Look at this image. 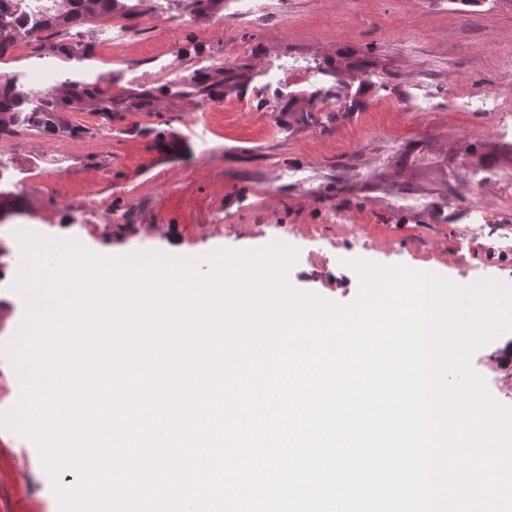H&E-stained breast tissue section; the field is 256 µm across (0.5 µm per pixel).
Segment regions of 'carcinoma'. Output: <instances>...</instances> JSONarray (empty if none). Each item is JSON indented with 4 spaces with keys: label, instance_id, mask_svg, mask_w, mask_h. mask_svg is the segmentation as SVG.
Wrapping results in <instances>:
<instances>
[{
    "label": "carcinoma",
    "instance_id": "cac0c4a2",
    "mask_svg": "<svg viewBox=\"0 0 512 512\" xmlns=\"http://www.w3.org/2000/svg\"><path fill=\"white\" fill-rule=\"evenodd\" d=\"M114 0H51L44 9L41 23L29 27L26 22L25 0H0V52L17 38H32L37 51L44 56L63 54L70 60H82L88 54L89 43L62 42L57 39L58 29L66 31L84 27L89 21L112 15ZM48 35L43 36L41 32ZM29 96L17 85H0V136L15 133L20 126L48 135L66 132L58 116L67 105L81 107L95 102L112 103V96L102 83H83L65 79L58 85L57 94L38 100L34 108L28 107Z\"/></svg>",
    "mask_w": 512,
    "mask_h": 512
}]
</instances>
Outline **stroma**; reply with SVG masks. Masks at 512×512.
Listing matches in <instances>:
<instances>
[{
	"label": "stroma",
	"instance_id": "stroma-1",
	"mask_svg": "<svg viewBox=\"0 0 512 512\" xmlns=\"http://www.w3.org/2000/svg\"><path fill=\"white\" fill-rule=\"evenodd\" d=\"M165 40L139 0L91 22L81 61L0 55L31 74L88 82L112 55L111 111L63 112L67 134L0 138V234L26 225L117 250L295 247L291 285L352 303L354 260L465 286L512 282L489 237L512 226V0H159ZM223 18L215 28L214 18ZM148 93L152 105L133 101ZM181 196L185 221L160 202ZM0 255V414L18 384L2 347L23 317ZM0 512H60L31 441L0 424Z\"/></svg>",
	"mask_w": 512,
	"mask_h": 512
}]
</instances>
